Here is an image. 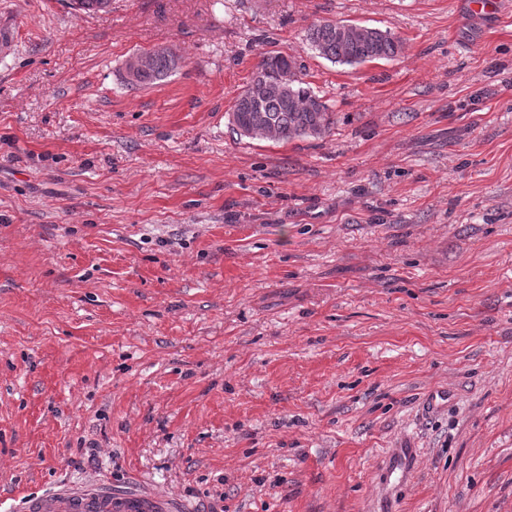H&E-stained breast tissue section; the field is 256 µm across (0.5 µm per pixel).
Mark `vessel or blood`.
<instances>
[{"label": "vessel or blood", "instance_id": "obj_1", "mask_svg": "<svg viewBox=\"0 0 512 512\" xmlns=\"http://www.w3.org/2000/svg\"><path fill=\"white\" fill-rule=\"evenodd\" d=\"M21 512H181L174 499L136 489L113 490L111 484H73L27 495Z\"/></svg>", "mask_w": 512, "mask_h": 512}]
</instances>
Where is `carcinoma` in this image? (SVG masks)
I'll use <instances>...</instances> for the list:
<instances>
[{"mask_svg": "<svg viewBox=\"0 0 512 512\" xmlns=\"http://www.w3.org/2000/svg\"><path fill=\"white\" fill-rule=\"evenodd\" d=\"M78 9L95 14L112 10V0H74ZM345 22H325L311 27L306 35L312 50L321 57L341 64H359L395 57L402 49L400 40L387 31L368 29L369 35L360 40H344L338 28ZM143 69L132 88L158 84L180 67V58L155 50L143 51ZM288 57L276 52L265 54L258 69L270 80ZM233 130L258 141H288L296 137H321L329 131L331 112L327 104L303 81H296L282 93H270L255 102L249 90H244L231 112Z\"/></svg>", "mask_w": 512, "mask_h": 512, "instance_id": "1", "label": "carcinoma"}]
</instances>
